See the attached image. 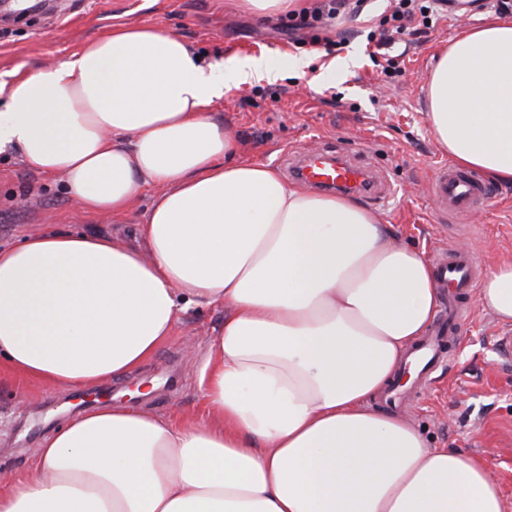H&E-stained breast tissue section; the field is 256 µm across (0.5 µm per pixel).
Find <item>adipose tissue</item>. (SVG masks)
Wrapping results in <instances>:
<instances>
[{
  "instance_id": "obj_1",
  "label": "adipose tissue",
  "mask_w": 512,
  "mask_h": 512,
  "mask_svg": "<svg viewBox=\"0 0 512 512\" xmlns=\"http://www.w3.org/2000/svg\"><path fill=\"white\" fill-rule=\"evenodd\" d=\"M272 73L125 24L0 83V152L61 177L89 214L158 188L137 245L62 229L0 246V370L88 389L150 360L184 306L224 307L198 370L205 415L78 414L0 480V512H507L485 457L429 447L372 404L438 312L424 251L350 198L233 160L212 107ZM428 101L456 166L512 184V19L450 45ZM478 305L512 324V257Z\"/></svg>"
}]
</instances>
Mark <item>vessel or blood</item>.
<instances>
[{"label": "vessel or blood", "mask_w": 512, "mask_h": 512, "mask_svg": "<svg viewBox=\"0 0 512 512\" xmlns=\"http://www.w3.org/2000/svg\"><path fill=\"white\" fill-rule=\"evenodd\" d=\"M292 174L311 187L354 194L373 202H385L394 195L391 186L381 185L371 168L348 156L331 159L322 152H311L294 165ZM431 192L433 205L443 217L468 216L476 207L493 199L492 189L475 175L445 164L435 169ZM434 265L440 273L442 287L450 289L452 297L473 292L479 274L474 253L451 247L436 254ZM445 342V337L432 335L413 348V359L420 363L424 374H432L441 361Z\"/></svg>", "instance_id": "1"}]
</instances>
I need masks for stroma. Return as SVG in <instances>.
<instances>
[{
  "instance_id": "obj_1",
  "label": "stroma",
  "mask_w": 512,
  "mask_h": 512,
  "mask_svg": "<svg viewBox=\"0 0 512 512\" xmlns=\"http://www.w3.org/2000/svg\"><path fill=\"white\" fill-rule=\"evenodd\" d=\"M241 0H52L49 8L21 20H0V74L30 72L64 61L104 29L145 23L177 33L207 59L251 56L300 58V70L228 85L213 115L235 136L238 158L281 167L287 152L330 150L379 168L397 186L394 199L377 208L395 235L425 253L445 246L474 252L482 270L512 255V184L494 186L491 205L477 207L464 224L440 223L429 179L447 163L427 121V83L440 50L466 29L498 12V0L444 14L430 32L392 46L406 72L381 82L369 57L367 36L377 29L390 0H365L356 15L334 19L327 35L333 53L295 47L290 34L272 30L266 18L242 10ZM155 186L140 189L121 217L91 215L67 196L60 182L25 167L17 151L0 153V245L49 228L133 238L146 220ZM466 321L449 346L448 360L408 417L434 448H461L486 456L512 507V325L464 300ZM224 324L220 306L180 312L173 332L153 358L127 376L96 385L99 404L134 403L163 417L202 413L195 373ZM75 393L0 381V471H28L42 439L78 415Z\"/></svg>"
}]
</instances>
